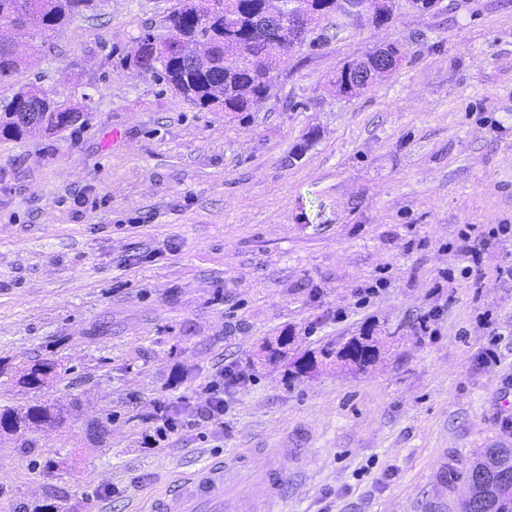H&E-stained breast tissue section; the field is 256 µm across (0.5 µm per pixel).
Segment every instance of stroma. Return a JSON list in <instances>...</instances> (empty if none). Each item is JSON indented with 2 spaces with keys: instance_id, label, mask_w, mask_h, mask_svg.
I'll list each match as a JSON object with an SVG mask.
<instances>
[{
  "instance_id": "35a3bbf8",
  "label": "stroma",
  "mask_w": 512,
  "mask_h": 512,
  "mask_svg": "<svg viewBox=\"0 0 512 512\" xmlns=\"http://www.w3.org/2000/svg\"><path fill=\"white\" fill-rule=\"evenodd\" d=\"M174 4L98 0L48 49L19 33L38 53L15 83L91 111L0 140V409L75 408L0 437V512H150L204 462L262 467L281 442L278 512H459L472 450L512 448V241L488 234L512 225V0L325 17L270 98L226 114L119 64ZM392 42L408 64L336 94L341 63ZM286 326L302 350L367 327L382 354L289 382L253 365ZM43 358L58 380L21 387ZM228 367L246 380L223 424L198 420Z\"/></svg>"
}]
</instances>
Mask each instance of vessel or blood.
<instances>
[{
	"instance_id": "b4317fda",
	"label": "vessel or blood",
	"mask_w": 512,
	"mask_h": 512,
	"mask_svg": "<svg viewBox=\"0 0 512 512\" xmlns=\"http://www.w3.org/2000/svg\"><path fill=\"white\" fill-rule=\"evenodd\" d=\"M287 480V473L282 471L217 459L157 497L151 512H239L243 506L248 512H274Z\"/></svg>"
}]
</instances>
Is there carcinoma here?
Returning a JSON list of instances; mask_svg holds the SVG:
<instances>
[{
	"label": "carcinoma",
	"mask_w": 512,
	"mask_h": 512,
	"mask_svg": "<svg viewBox=\"0 0 512 512\" xmlns=\"http://www.w3.org/2000/svg\"><path fill=\"white\" fill-rule=\"evenodd\" d=\"M335 0H308L311 21L335 12ZM264 0H177L166 18L167 34L158 35L153 25L144 26L136 47L121 57V65L133 67L167 85L208 111L250 112L252 106L270 97L275 74L305 35L280 25L272 28L262 14ZM94 7V0H0V84L19 73L28 44L13 33L27 27L54 33L70 18ZM396 0H372L378 24L392 21ZM347 60L330 80L338 92L357 96L371 88L372 58ZM368 73L353 83L355 69ZM89 111L84 103L57 102L33 83L20 86L0 105V138L19 139L49 135L76 126ZM296 337L284 329L264 337L257 349L260 366H276L288 360ZM381 354V340L370 333L352 336L335 346L311 351L293 362L294 379L317 371L329 360L341 367L366 370ZM55 363L38 362L24 370L22 383L31 389L53 380ZM60 410L51 404H36L0 412V434L21 429L37 431L61 421ZM469 496L461 512H512V448H483L475 453L465 477Z\"/></svg>",
	"instance_id": "1"
}]
</instances>
